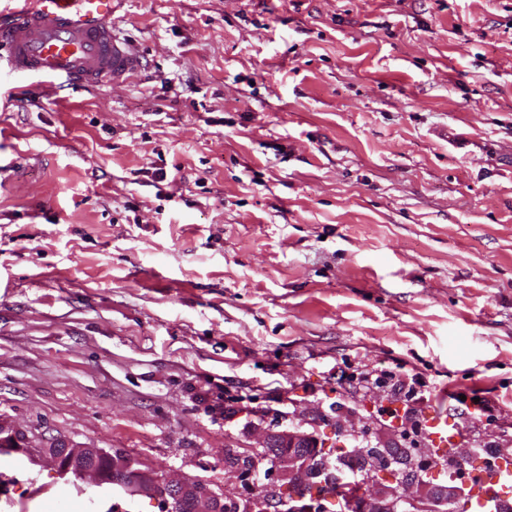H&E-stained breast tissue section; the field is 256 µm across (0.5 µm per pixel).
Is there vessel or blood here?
Here are the masks:
<instances>
[{
  "mask_svg": "<svg viewBox=\"0 0 512 512\" xmlns=\"http://www.w3.org/2000/svg\"><path fill=\"white\" fill-rule=\"evenodd\" d=\"M9 25L0 24V51L12 72L51 82L100 85L122 82L142 65L141 57L112 35V0H12ZM434 446L446 449L462 431L447 415L426 419ZM473 512H487L500 492L512 489V461L494 457L467 473Z\"/></svg>",
  "mask_w": 512,
  "mask_h": 512,
  "instance_id": "1",
  "label": "vessel or blood"
}]
</instances>
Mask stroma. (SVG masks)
Returning <instances> with one entry per match:
<instances>
[{
	"label": "stroma",
	"mask_w": 512,
	"mask_h": 512,
	"mask_svg": "<svg viewBox=\"0 0 512 512\" xmlns=\"http://www.w3.org/2000/svg\"><path fill=\"white\" fill-rule=\"evenodd\" d=\"M145 59L0 62V512H161L59 476L102 448L238 491L252 428L437 407L512 457V0H116ZM347 381H340V374ZM479 395L490 414L445 401Z\"/></svg>",
	"instance_id": "stroma-1"
}]
</instances>
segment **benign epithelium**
Here are the masks:
<instances>
[{
  "label": "benign epithelium",
  "mask_w": 512,
  "mask_h": 512,
  "mask_svg": "<svg viewBox=\"0 0 512 512\" xmlns=\"http://www.w3.org/2000/svg\"><path fill=\"white\" fill-rule=\"evenodd\" d=\"M261 451L244 461L231 458L225 469L246 477L260 473L265 450L280 448L267 482L260 487L248 484L243 500L226 493L218 494L206 481L178 472L166 475L143 470L124 455H112L102 448H51L48 464L60 475L71 474L97 486L117 484L130 496L161 498L163 512H183L185 504L194 512H326L327 502L347 491L349 483L340 464L327 446L312 433L293 430L275 431L256 427ZM338 435L356 445L354 452L364 460L362 486L368 488L359 503L349 502L359 512H434L433 500L412 493L413 480L430 469L425 460L409 459L399 468L378 445L369 440L372 427L361 420L348 426L336 424ZM0 450L28 454V449L8 429L0 425ZM386 474V483H377L373 474Z\"/></svg>",
  "instance_id": "7a95c632"
}]
</instances>
